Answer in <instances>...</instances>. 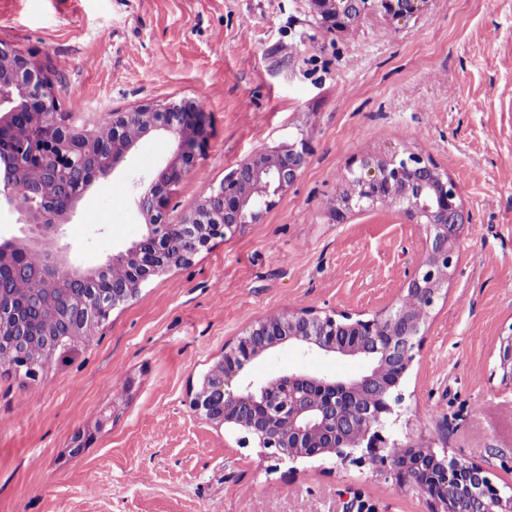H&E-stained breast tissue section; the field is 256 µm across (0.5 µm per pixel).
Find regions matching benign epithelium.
<instances>
[{"label":"benign epithelium","mask_w":512,"mask_h":512,"mask_svg":"<svg viewBox=\"0 0 512 512\" xmlns=\"http://www.w3.org/2000/svg\"><path fill=\"white\" fill-rule=\"evenodd\" d=\"M425 0H313L321 19L334 29L353 15L381 12L404 19ZM59 90L32 52L0 42V209L35 232L20 240L0 237V334L17 341L34 336H89L112 309L135 297L150 279L189 263L190 256L216 238L235 234L257 217L255 200L286 191L305 161L306 145L257 152L224 179L206 199L184 210L171 234L182 247L171 252L155 233L169 205L171 187L197 167L209 139L207 113L196 101L147 102L105 113L93 128L60 111ZM171 139L164 167L140 194L146 234L124 252L106 257L86 272L56 247L62 223L95 183L107 179L145 136ZM347 190L336 213L354 204L396 207L422 227L425 254L405 281L397 305L371 320H339L307 308L291 309L255 324L203 377L191 402L197 416L242 434L279 461L334 456L390 470L402 487L422 496L429 512H512V491L496 488L487 471L467 459L450 457L431 445H401L382 433L394 413V389L421 348L428 315L457 264L460 232L466 223L455 183L433 161L404 150L391 157H364L349 169ZM124 266L132 278L112 284V302L87 290L109 268ZM28 283L23 311L11 314L13 286ZM79 298L85 310L77 325L56 308L60 297ZM288 343L304 352L357 357L367 362L358 378L290 371L255 383L247 366ZM42 358L24 354L11 363L30 376ZM500 366L512 379V335L502 342ZM361 455L353 457L355 451Z\"/></svg>","instance_id":"benign-epithelium-1"}]
</instances>
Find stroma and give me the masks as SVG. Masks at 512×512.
<instances>
[{"label": "stroma", "instance_id": "35a3bbf8", "mask_svg": "<svg viewBox=\"0 0 512 512\" xmlns=\"http://www.w3.org/2000/svg\"><path fill=\"white\" fill-rule=\"evenodd\" d=\"M0 42L34 52L61 111L98 123L145 102L201 103L210 137L168 220L261 150L306 143L295 182L235 235L114 308L36 378L0 365V512H428L389 472L278 462L198 417L202 376L287 308L368 320L397 299L423 230L391 208L332 204L360 155L411 149L458 186L468 221L448 292L386 421L387 438L472 459L512 485V0H425L323 27L312 0H0ZM288 43L290 55L278 48ZM172 152L144 138L62 228L86 271L146 232L137 199ZM348 379L352 358L289 345L248 368Z\"/></svg>", "mask_w": 512, "mask_h": 512}]
</instances>
